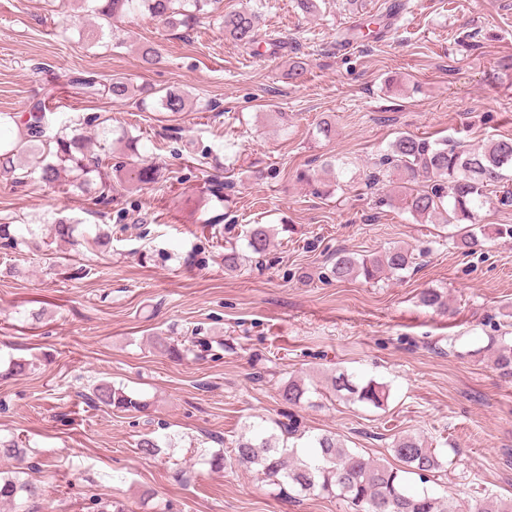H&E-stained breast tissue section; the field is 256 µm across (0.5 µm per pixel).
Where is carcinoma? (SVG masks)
<instances>
[{
    "mask_svg": "<svg viewBox=\"0 0 512 512\" xmlns=\"http://www.w3.org/2000/svg\"><path fill=\"white\" fill-rule=\"evenodd\" d=\"M95 22L85 21L92 40L105 33L115 36L118 23L131 14H146L161 20L172 28L189 31L201 20L215 14L222 19L224 36L246 49L257 45L261 14L253 9L224 12L223 0H83ZM76 83L86 93L100 92L117 99L138 98L139 105L147 106L142 97L144 89L123 78L98 79L83 76ZM156 103L160 111L174 117L187 110L188 94L181 90L160 89ZM52 113L46 100L31 101L26 109L16 113L0 114V174L12 176L20 183L33 173L48 186H56L61 174L69 173L77 179H86L94 173L107 175L110 163L93 149V140L83 129L75 128L69 134L46 138ZM512 172V138L499 139L480 150H464L446 141H432L427 137L400 134L387 147L380 169L370 176L371 183L395 177L403 188L402 209L419 222L435 219L457 228L460 245L469 254L483 250L490 235L512 236V228H492L480 223V211L488 204L512 208V187L506 185L507 172ZM128 181L136 185L152 184L158 179L155 166L141 162L129 169ZM31 242L16 234L10 224H0V247L16 249ZM270 229L256 224L247 236V247L255 255L264 254L270 247ZM412 264L411 254L402 248H392L379 255L351 253L336 255L332 275L342 281L362 278L366 282L384 275L399 277ZM426 307L444 312L450 306L434 290L421 294ZM158 347L175 359H184L194 353L202 342L193 336L174 343L157 339ZM493 365L504 374L512 375V342L491 340ZM334 395L355 402L382 408L389 398L388 386L374 379L359 382L340 372L330 377ZM309 388L302 380H290L280 392L288 405L302 402ZM89 400L96 405L120 412L134 413L146 409V403L122 386L102 382L95 386ZM280 434L251 430L250 436H241L232 449L233 463L247 469L254 468L263 479L283 490L289 488L299 494H328L346 502L353 512H456L451 501L434 497L427 489H411L406 475L413 474L426 483L429 476L442 468V460L425 440L411 435L403 436L393 445V456L401 463L395 467L351 451L343 441L331 433L311 437L303 449L288 446V439L298 432V421L276 423ZM0 455L17 461L16 472L4 475L0 471V505L12 512H24L27 504L41 495V487L20 471L26 465L24 446L13 438H0Z\"/></svg>",
    "mask_w": 512,
    "mask_h": 512,
    "instance_id": "obj_1",
    "label": "carcinoma"
}]
</instances>
